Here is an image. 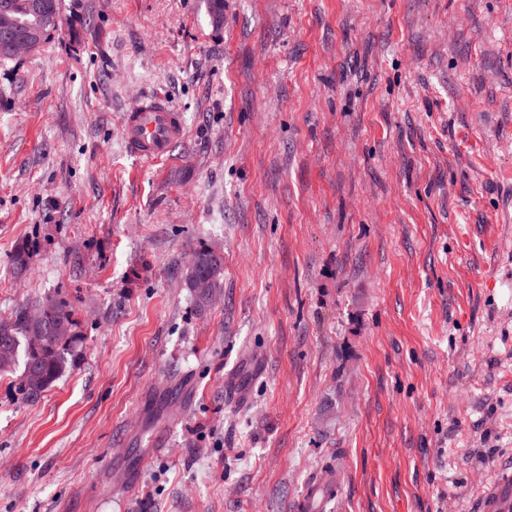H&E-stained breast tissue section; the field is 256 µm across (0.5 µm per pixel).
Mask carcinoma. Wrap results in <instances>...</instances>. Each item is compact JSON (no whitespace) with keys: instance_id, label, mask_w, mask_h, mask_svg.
<instances>
[{"instance_id":"1","label":"carcinoma","mask_w":512,"mask_h":512,"mask_svg":"<svg viewBox=\"0 0 512 512\" xmlns=\"http://www.w3.org/2000/svg\"><path fill=\"white\" fill-rule=\"evenodd\" d=\"M11 4L9 22L15 30L26 34L36 32L41 44H46L58 30L61 16V0H46L49 7L35 12L33 0H0ZM224 260L209 250L194 254V262L188 277V287L198 280L210 281L211 289L221 287L220 276ZM44 309L45 347L38 351L29 344L30 324L28 308L17 309L10 325L0 329V372H10L16 365L23 370L16 383L21 399L34 401L52 386L78 358L80 339L76 322L67 306L47 298L38 303ZM58 326L66 327L70 335L62 338L55 334Z\"/></svg>"}]
</instances>
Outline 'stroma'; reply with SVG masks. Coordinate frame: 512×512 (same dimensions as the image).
<instances>
[{"instance_id":"obj_1","label":"stroma","mask_w":512,"mask_h":512,"mask_svg":"<svg viewBox=\"0 0 512 512\" xmlns=\"http://www.w3.org/2000/svg\"><path fill=\"white\" fill-rule=\"evenodd\" d=\"M155 95L187 135L146 166ZM46 298L80 354L33 402L0 373V512H295L330 465L322 512H477L512 472V0H62L0 61V321ZM122 130L126 150L145 165L166 159L186 135L181 112L162 98L144 99L125 112ZM194 262L188 277V287L192 288L197 280H209L211 289L221 288L220 276L223 271L224 260L219 254L204 250L194 254Z\"/></svg>"}]
</instances>
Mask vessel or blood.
<instances>
[{
    "label": "vessel or blood",
    "mask_w": 512,
    "mask_h": 512,
    "mask_svg": "<svg viewBox=\"0 0 512 512\" xmlns=\"http://www.w3.org/2000/svg\"><path fill=\"white\" fill-rule=\"evenodd\" d=\"M185 135L181 112L161 98L142 100L123 116L125 148L146 165L166 159L172 144ZM336 486V475L325 474L298 501V512H314L316 501H328ZM480 508L481 512H512L511 472L501 473L494 479L481 495Z\"/></svg>",
    "instance_id": "b4317fda"
}]
</instances>
